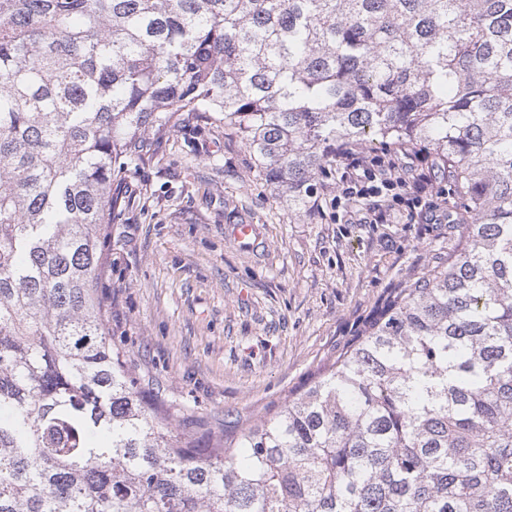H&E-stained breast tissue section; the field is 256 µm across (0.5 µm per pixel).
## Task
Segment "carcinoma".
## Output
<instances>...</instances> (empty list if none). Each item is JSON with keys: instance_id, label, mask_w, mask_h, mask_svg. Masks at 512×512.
Masks as SVG:
<instances>
[{"instance_id": "obj_1", "label": "carcinoma", "mask_w": 512, "mask_h": 512, "mask_svg": "<svg viewBox=\"0 0 512 512\" xmlns=\"http://www.w3.org/2000/svg\"><path fill=\"white\" fill-rule=\"evenodd\" d=\"M178 112L297 206L342 145L423 147L463 229L208 448L95 296L112 185ZM0 512H512V0H0Z\"/></svg>"}]
</instances>
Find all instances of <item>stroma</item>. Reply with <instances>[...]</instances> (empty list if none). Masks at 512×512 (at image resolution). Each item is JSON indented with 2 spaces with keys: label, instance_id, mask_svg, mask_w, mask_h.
I'll return each instance as SVG.
<instances>
[{
  "label": "stroma",
  "instance_id": "stroma-1",
  "mask_svg": "<svg viewBox=\"0 0 512 512\" xmlns=\"http://www.w3.org/2000/svg\"><path fill=\"white\" fill-rule=\"evenodd\" d=\"M96 295L149 401L200 445L307 388L391 291L459 250L451 224H370L299 210L233 128L180 114L130 166ZM258 225L239 250L225 225Z\"/></svg>",
  "mask_w": 512,
  "mask_h": 512
}]
</instances>
